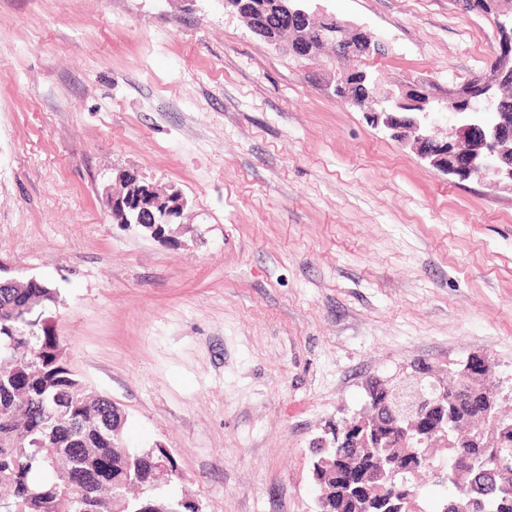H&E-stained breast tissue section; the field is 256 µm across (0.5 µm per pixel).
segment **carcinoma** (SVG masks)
<instances>
[{"mask_svg": "<svg viewBox=\"0 0 512 512\" xmlns=\"http://www.w3.org/2000/svg\"><path fill=\"white\" fill-rule=\"evenodd\" d=\"M276 37L289 39V52L302 59L301 45L288 23L278 20ZM56 289L0 288V487L10 512H196L188 501L158 493L129 496L133 487H154L155 463L176 465L161 448L122 447L123 414L95 394L69 367L64 345L44 317ZM417 440L397 438L389 448L366 453L351 439L314 454L313 476L327 490L320 512H398L390 484L362 492L347 479L367 470H385L417 490L411 463ZM444 473L455 486L456 471L488 491L480 512H512V492L492 485L489 472L501 461L512 468V432L490 441L482 455L470 448H449Z\"/></svg>", "mask_w": 512, "mask_h": 512, "instance_id": "1", "label": "carcinoma"}]
</instances>
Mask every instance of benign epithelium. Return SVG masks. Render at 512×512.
I'll return each instance as SVG.
<instances>
[{
	"label": "benign epithelium",
	"instance_id": "1",
	"mask_svg": "<svg viewBox=\"0 0 512 512\" xmlns=\"http://www.w3.org/2000/svg\"><path fill=\"white\" fill-rule=\"evenodd\" d=\"M306 0H278V14L288 18V23L302 22L309 18ZM460 7L472 13L493 20L497 7L491 0H464ZM335 28L318 31L315 41L334 48L333 61L337 63L335 93L343 101L369 115L373 122L382 125L390 137L403 141L414 153L431 168L461 182L470 179L483 181L491 179L498 186L512 190V112H499L488 118L481 113L471 118L464 109L470 107L477 96L492 98L496 89L512 83V30L497 28L496 62L493 71L477 82L467 80L453 84L443 94L451 110L448 121L453 123L454 139L444 140L437 134V126L424 111V104L431 93L427 82L410 81L396 89H382L373 85L368 74L353 64L341 66L345 58L356 61L360 55L352 52L353 43L372 45L378 41L377 35L364 26H352L342 20L334 21ZM151 196L148 201L134 200L122 195L111 196V209L121 212L130 224H140L159 233L158 226L148 222L144 212L151 208L160 209L166 215V223L174 224L180 219L184 200L177 194H162L154 187H148ZM491 363L482 354L467 358L463 370L459 371L462 380L482 376L490 371ZM422 378L438 391L425 397L421 391V381L389 379L379 396L370 402L381 401L379 408L392 417L404 421L417 422L429 446L447 448L453 446L448 431V382L426 372ZM500 397L495 390L472 393V408L475 417L487 420ZM343 433L355 435L360 444L370 443V436L384 439L380 431H372L366 421L348 422L331 430L332 440Z\"/></svg>",
	"mask_w": 512,
	"mask_h": 512
}]
</instances>
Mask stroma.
<instances>
[{"label":"stroma","mask_w":512,"mask_h":512,"mask_svg":"<svg viewBox=\"0 0 512 512\" xmlns=\"http://www.w3.org/2000/svg\"><path fill=\"white\" fill-rule=\"evenodd\" d=\"M312 8L381 37L361 66L387 88L439 99L493 55L454 0ZM335 82L224 0H0V266L58 289L70 367L199 512H320L313 439L411 361L512 377V193L451 182ZM123 173L180 192V223H114Z\"/></svg>","instance_id":"stroma-1"}]
</instances>
